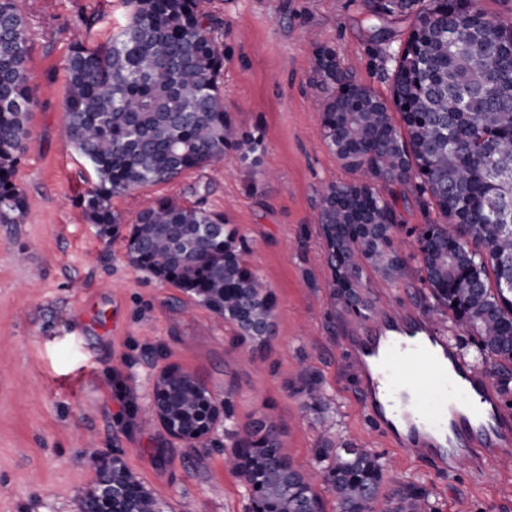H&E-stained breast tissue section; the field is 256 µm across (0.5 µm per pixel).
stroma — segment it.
<instances>
[{
  "label": "stroma",
  "mask_w": 512,
  "mask_h": 512,
  "mask_svg": "<svg viewBox=\"0 0 512 512\" xmlns=\"http://www.w3.org/2000/svg\"><path fill=\"white\" fill-rule=\"evenodd\" d=\"M32 34L31 141L15 181L27 198L21 223H0V512H81L97 480L88 448L121 457L167 512H248L246 486L226 461L223 425L190 446L150 410L154 382L176 364L216 401L233 389L234 422L267 417L295 464L316 474L322 445L350 443L379 455L392 480H417L437 512H512V469L455 472L391 447L363 414L352 386L348 314L329 319L327 256L318 233L322 192L349 173L322 136L312 83L313 43L336 49L351 78L390 99L392 56L414 22L389 17L380 36L362 18L366 0H204L224 51V108L239 132L261 138L262 164L229 156L217 168L113 197L121 222L102 236L78 199L94 176L61 137L67 59L87 36L105 45L125 0H20ZM100 18L92 30L83 16ZM222 213L245 260L278 298L276 335L240 359L235 330L175 286L130 265L136 214L159 198ZM416 276L371 275L373 306L414 309ZM324 379L323 399L303 407L289 383L301 365Z\"/></svg>",
  "instance_id": "35a3bbf8"
}]
</instances>
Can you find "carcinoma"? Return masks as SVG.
Here are the masks:
<instances>
[{"mask_svg":"<svg viewBox=\"0 0 512 512\" xmlns=\"http://www.w3.org/2000/svg\"><path fill=\"white\" fill-rule=\"evenodd\" d=\"M202 0H127L124 23L104 47L75 41L67 60L63 137L95 180L78 199L89 221L110 235L120 217L112 197L167 184L234 153L257 165L261 139L243 137L224 110V52ZM368 25L396 13L415 20L395 53L391 101L350 79L336 50L313 52L323 137L344 169L359 175L326 186L319 235L328 252L333 311L370 308L360 294L368 272L394 282L415 272L426 311L466 332L477 360L512 406V23L477 0H371ZM30 31L18 0H0V222L27 210L14 175L30 136L34 103ZM399 119H394V116ZM408 186L441 220L415 231L413 251L385 190ZM245 246L224 214L161 198L134 219L132 265L196 297L236 329L245 351L275 332L277 296L244 260ZM176 393L173 375L155 383L170 408L205 424L217 404L194 375ZM291 389L306 406L323 397V380L301 367ZM235 473L250 492V512H325L309 476L296 468L277 426L258 419L226 430ZM97 482L112 485L109 512H165L124 461L93 453ZM324 491L336 512H433L422 483L392 481L367 448L316 450Z\"/></svg>","mask_w":512,"mask_h":512,"instance_id":"1","label":"carcinoma"}]
</instances>
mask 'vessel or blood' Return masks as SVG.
I'll list each match as a JSON object with an SVG mask.
<instances>
[{
    "label": "vessel or blood",
    "mask_w": 512,
    "mask_h": 512,
    "mask_svg": "<svg viewBox=\"0 0 512 512\" xmlns=\"http://www.w3.org/2000/svg\"><path fill=\"white\" fill-rule=\"evenodd\" d=\"M365 413L396 448L490 469L512 462V418L489 375L463 361L430 318L405 309L362 317L349 342Z\"/></svg>",
    "instance_id": "obj_1"
}]
</instances>
